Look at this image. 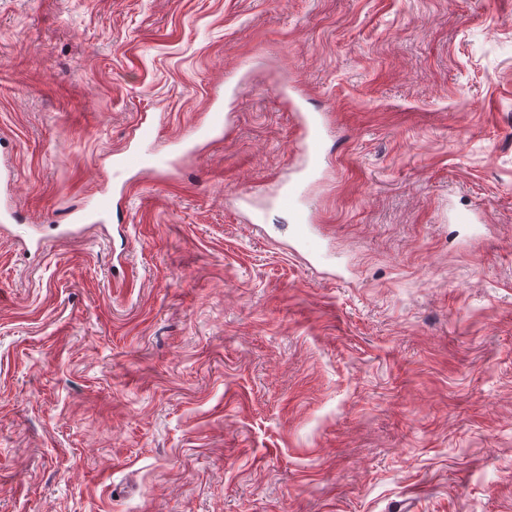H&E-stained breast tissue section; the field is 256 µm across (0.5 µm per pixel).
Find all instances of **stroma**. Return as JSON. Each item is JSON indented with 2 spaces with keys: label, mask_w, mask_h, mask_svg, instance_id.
<instances>
[{
  "label": "stroma",
  "mask_w": 512,
  "mask_h": 512,
  "mask_svg": "<svg viewBox=\"0 0 512 512\" xmlns=\"http://www.w3.org/2000/svg\"><path fill=\"white\" fill-rule=\"evenodd\" d=\"M3 163L0 512H512V0H0ZM297 121L303 140L302 159L297 169L298 176L288 180L280 203L294 213L296 232L292 250L305 255L307 264L312 266V262L319 263L326 256L324 235L315 224L314 216L302 208L301 203L312 180L328 160L322 149L328 118L323 112H300L297 113ZM139 134L134 148L126 147L117 159V164L122 168L137 170L141 174H151L160 171L170 162L154 153L143 151L139 146L155 137V127L147 122V116H143L138 126Z\"/></svg>",
  "instance_id": "obj_1"
}]
</instances>
